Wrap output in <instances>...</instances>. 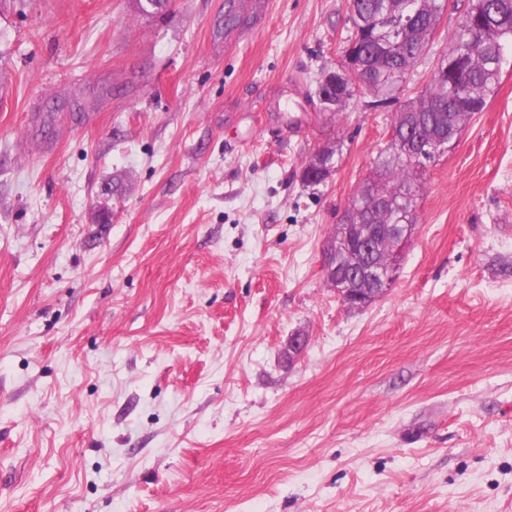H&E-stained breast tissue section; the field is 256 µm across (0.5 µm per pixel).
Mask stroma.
Here are the masks:
<instances>
[{
  "label": "stroma",
  "mask_w": 512,
  "mask_h": 512,
  "mask_svg": "<svg viewBox=\"0 0 512 512\" xmlns=\"http://www.w3.org/2000/svg\"><path fill=\"white\" fill-rule=\"evenodd\" d=\"M224 3L0 0V512H512V69L350 310L348 0Z\"/></svg>",
  "instance_id": "1"
}]
</instances>
